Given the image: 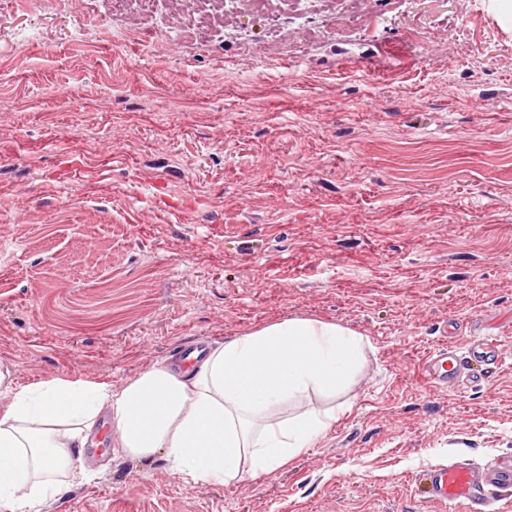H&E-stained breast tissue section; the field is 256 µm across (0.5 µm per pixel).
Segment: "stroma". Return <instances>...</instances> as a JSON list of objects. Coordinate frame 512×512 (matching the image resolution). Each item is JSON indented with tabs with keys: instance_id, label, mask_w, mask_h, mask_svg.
I'll list each match as a JSON object with an SVG mask.
<instances>
[{
	"instance_id": "stroma-1",
	"label": "stroma",
	"mask_w": 512,
	"mask_h": 512,
	"mask_svg": "<svg viewBox=\"0 0 512 512\" xmlns=\"http://www.w3.org/2000/svg\"><path fill=\"white\" fill-rule=\"evenodd\" d=\"M0 0V369L120 391L292 317L363 337L312 448L192 484L104 446L41 512H448L512 462V19L494 0ZM497 337L480 381L425 356ZM432 502L461 505L465 512H492L498 490L512 488V466L479 473L467 463L448 460V465L427 469L414 478Z\"/></svg>"
}]
</instances>
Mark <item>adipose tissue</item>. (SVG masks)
Returning <instances> with one entry per match:
<instances>
[{"mask_svg": "<svg viewBox=\"0 0 512 512\" xmlns=\"http://www.w3.org/2000/svg\"><path fill=\"white\" fill-rule=\"evenodd\" d=\"M364 360V342L333 323L291 318L240 336L185 369L157 365L119 392L57 378L22 388L0 371V512H40L69 488L101 412L132 457L164 452L188 481L221 485L283 467L312 447L335 408L288 418L274 410L335 395Z\"/></svg>", "mask_w": 512, "mask_h": 512, "instance_id": "ef3b65f1", "label": "adipose tissue"}]
</instances>
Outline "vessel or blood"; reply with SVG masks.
<instances>
[{
    "instance_id": "b4317fda",
    "label": "vessel or blood",
    "mask_w": 512,
    "mask_h": 512,
    "mask_svg": "<svg viewBox=\"0 0 512 512\" xmlns=\"http://www.w3.org/2000/svg\"><path fill=\"white\" fill-rule=\"evenodd\" d=\"M473 361L498 364L496 343L489 338L473 341L467 356L461 358L445 350L429 354L422 361L421 374L433 387H449L458 382ZM414 483L422 487L430 501L460 505L464 512H492L496 492L512 488V466L480 473L465 462L452 460L448 465L417 474Z\"/></svg>"
}]
</instances>
